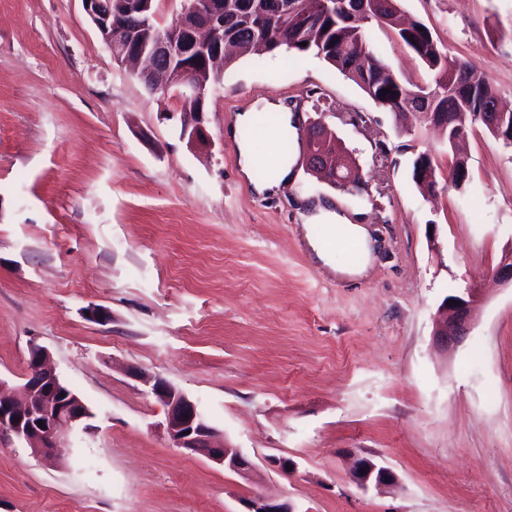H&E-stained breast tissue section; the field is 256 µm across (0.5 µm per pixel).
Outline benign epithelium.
I'll return each mask as SVG.
<instances>
[{
    "label": "benign epithelium",
    "instance_id": "benign-epithelium-1",
    "mask_svg": "<svg viewBox=\"0 0 512 512\" xmlns=\"http://www.w3.org/2000/svg\"><path fill=\"white\" fill-rule=\"evenodd\" d=\"M154 0H118L112 10L109 0H89L85 12L113 58L130 64L136 75L154 88L158 82L184 90V97L205 103L209 88L203 75L210 66L218 65L235 43L224 37V0H196L191 8H183L174 21L170 34L146 33L153 17ZM406 107L419 121L440 131H448V146L464 144L477 128L487 130L507 147L512 146V113L495 101L477 113L478 122L459 126L456 118L444 112L431 111L432 105L446 97L456 103L463 99L456 87L405 91ZM332 133L324 126L309 128L306 136V166L323 174L333 185L344 186L349 178L342 170L344 159L327 149ZM480 293L467 288L447 296L434 319L436 345L448 350L462 343L476 319ZM453 304H447V301ZM151 387V393L166 409L165 431L175 447L201 454L225 469L251 479L255 473L252 460L229 443L217 444L218 431L204 418L197 405L161 378L139 375ZM92 417L83 400L60 379L50 363L48 350L32 345L29 350L26 381L18 387V395L3 392L0 381V433L26 442L31 452L48 464L58 463L68 442L82 422ZM44 426H38V422ZM353 482L360 488L369 485L398 484L390 469L361 457L354 463ZM245 512H297L289 500L255 492L243 501Z\"/></svg>",
    "mask_w": 512,
    "mask_h": 512
}]
</instances>
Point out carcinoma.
<instances>
[{
    "mask_svg": "<svg viewBox=\"0 0 512 512\" xmlns=\"http://www.w3.org/2000/svg\"><path fill=\"white\" fill-rule=\"evenodd\" d=\"M399 2L367 0L365 5H354L349 0H295L293 12L284 18L278 15L276 0H235L233 10L224 17V30L244 46L259 45V40L239 39L236 33L247 10L258 3L268 13L267 50L284 47L288 51L312 53L357 84L377 105L398 112L402 110L404 89L384 74L387 63L376 54L369 40L368 31L376 24L390 30L420 59L426 83L441 87L456 80L458 72L465 69L475 78L470 86L475 98L496 97L485 76L443 52L424 23L417 22L410 30L399 27ZM302 42L306 46H300ZM384 89L389 93H382Z\"/></svg>",
    "mask_w": 512,
    "mask_h": 512,
    "instance_id": "1",
    "label": "carcinoma"
}]
</instances>
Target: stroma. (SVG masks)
I'll return each mask as SVG.
<instances>
[{"label": "stroma", "mask_w": 512, "mask_h": 512, "mask_svg": "<svg viewBox=\"0 0 512 512\" xmlns=\"http://www.w3.org/2000/svg\"><path fill=\"white\" fill-rule=\"evenodd\" d=\"M401 10L512 108V0ZM369 36L403 83H421L388 30ZM267 99L324 116L360 193L309 172L297 136L288 185L251 189L227 131ZM183 106L114 60L81 0H0V380L22 384L42 345L92 413L54 465L0 434V512H242L257 490L298 512H512V288L494 279L512 254V148L470 135V180L449 187L447 135L282 50L238 54L207 95L202 139L180 138ZM425 152L432 197L411 179ZM318 203L379 238L362 275L307 252L305 234H329L303 227ZM466 286L478 319L441 351L437 308ZM135 369L195 402L254 479L173 447ZM355 455L398 488L359 489Z\"/></svg>", "instance_id": "obj_1"}]
</instances>
